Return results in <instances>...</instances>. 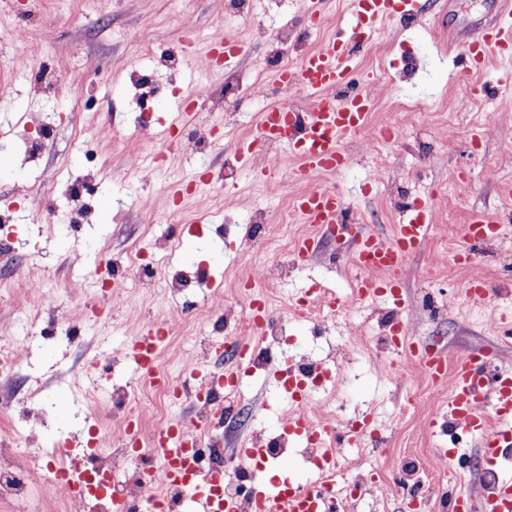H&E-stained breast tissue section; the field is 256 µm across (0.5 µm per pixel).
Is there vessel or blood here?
I'll list each match as a JSON object with an SVG mask.
<instances>
[{
	"label": "vessel or blood",
	"instance_id": "b4317fda",
	"mask_svg": "<svg viewBox=\"0 0 512 512\" xmlns=\"http://www.w3.org/2000/svg\"><path fill=\"white\" fill-rule=\"evenodd\" d=\"M351 9L357 18L354 28L337 35L327 46L303 55L296 70L277 73L275 80L283 93V103L265 109L256 138L240 142L237 149L239 161L249 165L257 149L266 143L284 145L298 160L296 176L310 185L297 201L299 217L303 223L339 233L348 228L346 200L337 192L314 187L312 181L321 172L350 165L351 157L343 142L363 127L374 106L370 93L351 85L356 43L388 19H415L425 12L422 0H351ZM496 57H512V8L503 12L497 27L475 37L470 66L480 68ZM499 225V214L475 215L465 227L466 245L494 238ZM429 230L428 209L417 204L390 239L365 237L351 255L353 264L363 272L355 283L358 297L397 295L406 274V260L424 246ZM336 305L333 296L301 297L295 301V316L304 320L315 309ZM165 339L158 327L147 328L135 337L131 354L138 378L157 379V358ZM396 345L407 349L416 366L430 378L449 382L448 420L479 440L488 466H495L501 456L512 451V379L492 374L493 360L463 357L452 367L442 351L418 349L410 344L408 336H398ZM191 375L201 389L215 380L228 386L238 381L236 371L231 369L195 368ZM283 431L322 446L321 476L304 484L289 479L274 488L261 476H254V512H328L331 490L342 478L336 468L335 427L316 421L301 406L288 415ZM148 443L162 485L181 488L193 512H235V504L224 498L216 467L206 464L201 454L199 425L177 421L154 430ZM92 454L91 443L85 439L72 442L65 450L68 468L61 490L73 501L86 499ZM482 496L488 512H512V476H498L493 485L484 488Z\"/></svg>",
	"mask_w": 512,
	"mask_h": 512
}]
</instances>
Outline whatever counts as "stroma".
Wrapping results in <instances>:
<instances>
[{"instance_id":"1","label":"stroma","mask_w":512,"mask_h":512,"mask_svg":"<svg viewBox=\"0 0 512 512\" xmlns=\"http://www.w3.org/2000/svg\"><path fill=\"white\" fill-rule=\"evenodd\" d=\"M419 26L385 21L356 51L357 87L375 97L365 126L344 143L348 169L316 177L315 186L340 193L356 234L390 238L410 202L428 201L432 230L407 260L400 304L384 297L350 300L357 272L346 237L302 222L293 204L307 186L297 180L284 148H262L255 168L236 164L241 140L257 131L274 101L275 71L267 63L269 33L305 34L308 50L352 27L350 0H250L240 13L224 0H0V226L13 236L0 249V336L23 361L0 381V462L31 475L24 501L0 502V512H73L63 493L47 495L34 475L63 429L107 430L112 392L142 389L130 347L147 326L188 315L173 326L159 357L162 371L184 383L203 362L248 376L242 395L223 399L224 425L213 433L234 452L255 433L277 436L291 409L273 370L248 372L230 352L249 302L264 298L302 354L347 369L346 378L314 391L309 413L345 422L358 404L371 405L378 443L356 449L370 493L353 512H410L393 482L415 466L429 475L426 512L436 497L444 448L470 451L463 491L481 492L485 461L478 442L452 430L435 432L428 419L448 411V390L408 361L403 351L378 348L361 360L363 337L381 335L388 316L408 326L414 342L444 350L449 362L488 349L512 368V112H496L512 86L503 79L512 60L493 59L475 75L479 96L457 85V65L477 30L503 10V0H425ZM319 11L322 27L310 25ZM245 48L232 66H208L206 53L221 35ZM135 71L164 89L144 97ZM260 84L262 94L221 96L225 77ZM211 86V98L197 91ZM141 166L127 168L129 153ZM270 222L262 244L251 241L256 208ZM495 210L502 231L471 262L457 261L470 216ZM309 236L315 256L290 266L282 241ZM161 267L209 266L214 285L178 293L164 281H127L103 294L99 270L129 265L133 248ZM484 279L492 291L471 304L466 283ZM333 295L336 313L298 323L291 298ZM95 305L92 323L72 321L77 301ZM224 305L227 329L214 335L213 303ZM98 362L95 383L81 371Z\"/></svg>"}]
</instances>
